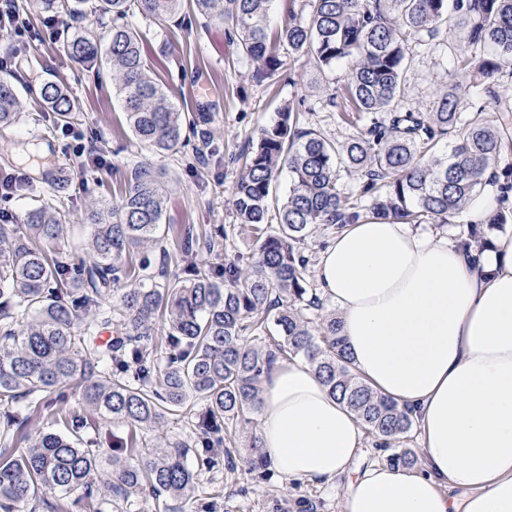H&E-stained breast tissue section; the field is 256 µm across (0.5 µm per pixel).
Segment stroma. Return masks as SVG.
<instances>
[{"label": "stroma", "instance_id": "obj_1", "mask_svg": "<svg viewBox=\"0 0 512 512\" xmlns=\"http://www.w3.org/2000/svg\"><path fill=\"white\" fill-rule=\"evenodd\" d=\"M16 8L25 26L20 35L0 36V62L13 76L20 115L12 126L0 129V176L20 175L24 186L11 196L0 195V213L8 214L12 232L22 235L29 209L41 204L55 207L66 226L60 246L74 260L87 257L89 208L119 201L127 172L144 162L161 175L166 187L162 245L169 271L182 270L188 263L179 235L188 224L200 234L223 228L225 251L249 257L257 241L249 227L238 224L231 195L242 173L239 157L255 144L258 130L273 121L281 106L300 99L304 127L340 141L352 132L329 102L346 66L322 73L308 59H289L276 75L263 77L255 64L242 59L227 25L205 22L186 5L163 21L138 14L129 19L145 35L151 70L176 106L194 119L174 150L149 151L131 133L111 76L63 55L59 19L29 10L27 0H16ZM458 76L448 48L414 52L400 110L432 104ZM47 79L63 83L78 99L80 110L72 125L83 143L102 156L101 164L73 166L74 141L62 135L61 122L40 99V85ZM198 82L208 83L207 95L194 96ZM217 479L224 484V496L216 512H300L304 504L314 512H338L345 487L341 481L319 487L273 471L258 480L242 464Z\"/></svg>", "mask_w": 512, "mask_h": 512}]
</instances>
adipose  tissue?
Instances as JSON below:
<instances>
[{"mask_svg": "<svg viewBox=\"0 0 512 512\" xmlns=\"http://www.w3.org/2000/svg\"><path fill=\"white\" fill-rule=\"evenodd\" d=\"M316 277L357 373L411 411L421 462L353 471L360 425L291 358L262 383L258 434L274 471L346 479L341 512H512V227L465 253L397 220L349 224Z\"/></svg>", "mask_w": 512, "mask_h": 512, "instance_id": "obj_1", "label": "adipose tissue"}]
</instances>
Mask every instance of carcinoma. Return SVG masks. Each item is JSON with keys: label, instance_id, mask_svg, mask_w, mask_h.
Segmentation results:
<instances>
[{"label": "carcinoma", "instance_id": "1", "mask_svg": "<svg viewBox=\"0 0 512 512\" xmlns=\"http://www.w3.org/2000/svg\"><path fill=\"white\" fill-rule=\"evenodd\" d=\"M41 2L75 21L112 17L107 50L86 23L66 36L63 51L112 72L137 140L153 150L173 149L186 114L152 78L143 35L125 19L136 12L171 16L184 0ZM191 2L198 14L227 22L243 57L266 75L284 65L283 49L323 72L349 61L340 112L355 133L329 140L297 126L293 105L281 108L259 130L232 192L238 223L257 234V252L247 262L240 256L191 261L161 285L133 277L125 262L135 248L160 238L163 194L148 163L132 169L119 202L91 209L87 262L78 265L56 247L65 224L50 206L26 213L25 236L0 224V437L15 431L27 442L21 451L0 443V512H69L71 502L84 512H139L151 501L169 512L167 498L194 512L201 475L237 467L231 452L220 449L240 435L248 471L266 479L255 418L261 383L276 359L290 356L309 363L376 447L392 450L389 464L419 463L412 449L395 450L413 427L410 414L358 376L338 315L323 312L310 288L305 245L320 225L338 230L368 218L446 224L468 206L506 147L501 128L483 117L500 111L498 105L475 109L471 99L473 90L489 95L499 78L512 75V0H297L299 12L275 37L267 27L274 0ZM450 20L457 66L480 82L440 91L430 109L397 110L410 54L444 44L442 27ZM40 95L65 123L79 111L53 80L42 84ZM18 112L13 83L1 78L0 128L13 125ZM450 132L456 139L442 151L440 141ZM285 169L290 186L273 227L265 223L271 187ZM345 175L357 177L358 186L344 187ZM498 191L490 227L512 218L509 175ZM224 236L220 228L203 241L188 226L181 229L182 248L190 256L202 247L211 252ZM485 237L473 224L457 246L466 251ZM109 292L106 308L102 298ZM159 324L166 336L158 345ZM101 327H114L117 335L99 344ZM74 386L101 419L156 432L168 416L181 415L189 434L145 450L117 443L110 476L98 484L100 434L86 436L92 423L62 407ZM43 415L61 417L68 433L30 432ZM48 493L55 502L44 498Z\"/></svg>", "mask_w": 512, "mask_h": 512}]
</instances>
